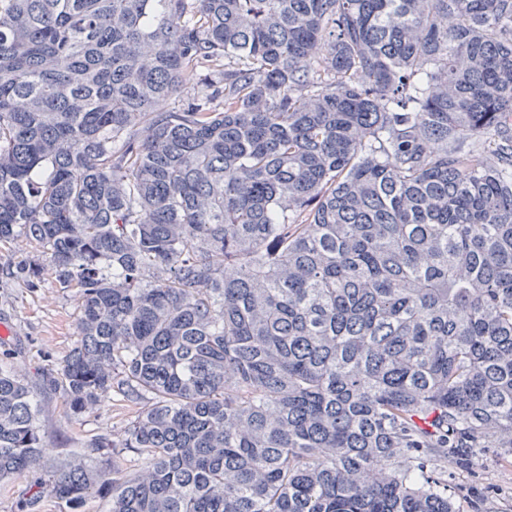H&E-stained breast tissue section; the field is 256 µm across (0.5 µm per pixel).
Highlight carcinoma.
<instances>
[{
	"instance_id": "1",
	"label": "carcinoma",
	"mask_w": 512,
	"mask_h": 512,
	"mask_svg": "<svg viewBox=\"0 0 512 512\" xmlns=\"http://www.w3.org/2000/svg\"><path fill=\"white\" fill-rule=\"evenodd\" d=\"M19 233L74 412L150 404L15 512H456L512 458V0H0ZM38 416L0 364L1 479ZM448 486L460 512H512V464L501 460L497 448H485L469 469L451 471Z\"/></svg>"
}]
</instances>
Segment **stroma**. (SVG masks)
I'll use <instances>...</instances> for the list:
<instances>
[{"label":"stroma","instance_id":"stroma-1","mask_svg":"<svg viewBox=\"0 0 512 512\" xmlns=\"http://www.w3.org/2000/svg\"><path fill=\"white\" fill-rule=\"evenodd\" d=\"M34 253L33 244L22 237L0 243V322L13 327L12 336L0 338V362H8L37 392L47 448L39 471H45L81 454L99 435L120 439L144 403L115 392L94 409L71 412L62 386L52 381V371L75 342L78 303L73 290L60 288L51 275H44L35 287L11 275V268ZM39 471L0 480V512H13ZM448 486L458 512H487L491 506L496 512H512V464L501 460L498 449H484L469 469L450 472Z\"/></svg>","mask_w":512,"mask_h":512}]
</instances>
